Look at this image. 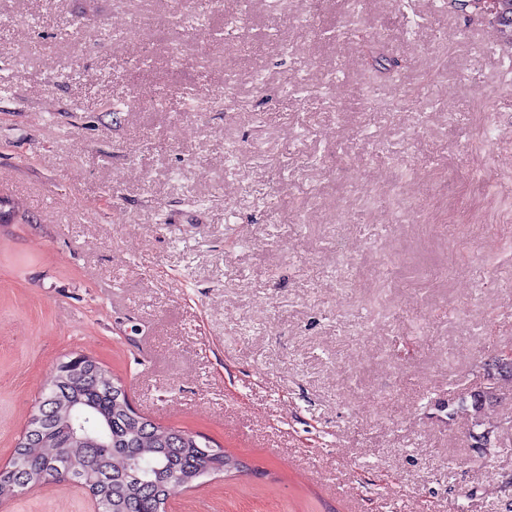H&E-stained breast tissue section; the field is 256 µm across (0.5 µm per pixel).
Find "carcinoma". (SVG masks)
Returning <instances> with one entry per match:
<instances>
[{"mask_svg": "<svg viewBox=\"0 0 512 512\" xmlns=\"http://www.w3.org/2000/svg\"><path fill=\"white\" fill-rule=\"evenodd\" d=\"M462 14L486 23L497 42L512 49V0H471ZM366 65L378 74L401 68L373 44ZM15 458V471L0 473V499L71 480L88 490L98 512H166L172 488L243 467L199 435L136 411L111 373L83 354L55 367Z\"/></svg>", "mask_w": 512, "mask_h": 512, "instance_id": "1", "label": "carcinoma"}]
</instances>
